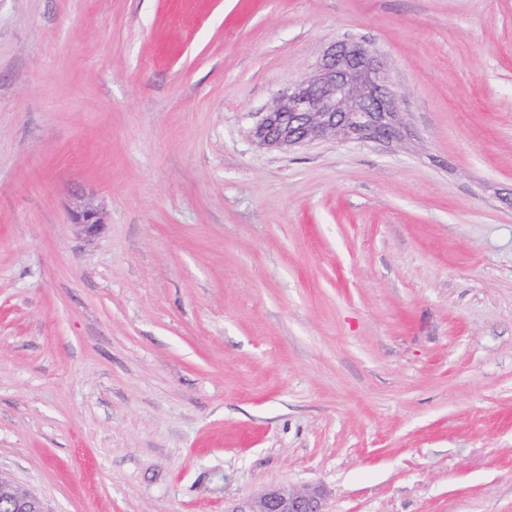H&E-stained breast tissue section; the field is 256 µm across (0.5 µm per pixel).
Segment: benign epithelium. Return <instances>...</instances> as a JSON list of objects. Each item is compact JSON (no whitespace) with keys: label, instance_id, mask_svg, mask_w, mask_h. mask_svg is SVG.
<instances>
[{"label":"benign epithelium","instance_id":"obj_1","mask_svg":"<svg viewBox=\"0 0 512 512\" xmlns=\"http://www.w3.org/2000/svg\"><path fill=\"white\" fill-rule=\"evenodd\" d=\"M393 82L381 54L360 42H341L323 55L307 77L280 91L251 130L260 147L287 151L293 147L340 138L399 142L407 138ZM71 223L87 238L104 226L102 212L84 205ZM35 495L0 477V512H35ZM324 491L267 489L248 497L230 512H326Z\"/></svg>","mask_w":512,"mask_h":512}]
</instances>
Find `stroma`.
<instances>
[{
	"instance_id": "obj_1",
	"label": "stroma",
	"mask_w": 512,
	"mask_h": 512,
	"mask_svg": "<svg viewBox=\"0 0 512 512\" xmlns=\"http://www.w3.org/2000/svg\"><path fill=\"white\" fill-rule=\"evenodd\" d=\"M342 41L409 138L255 144ZM0 474L512 512V0H0ZM71 223L86 238L96 237L105 224L102 212L91 205H84L73 210L71 213Z\"/></svg>"
}]
</instances>
